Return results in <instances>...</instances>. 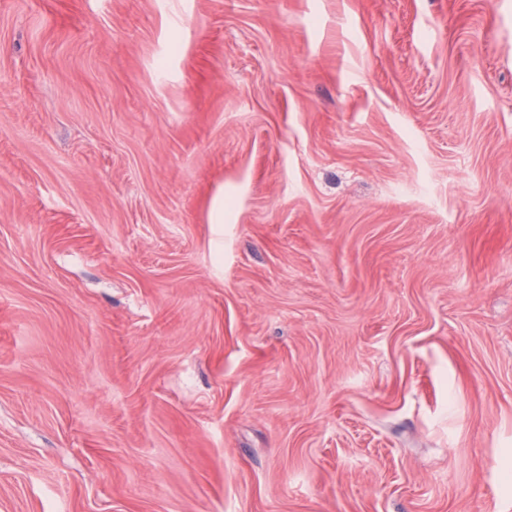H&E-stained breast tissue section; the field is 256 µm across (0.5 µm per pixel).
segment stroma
I'll return each instance as SVG.
<instances>
[{"instance_id":"obj_1","label":"stroma","mask_w":512,"mask_h":512,"mask_svg":"<svg viewBox=\"0 0 512 512\" xmlns=\"http://www.w3.org/2000/svg\"><path fill=\"white\" fill-rule=\"evenodd\" d=\"M0 512H512V0H0Z\"/></svg>"}]
</instances>
